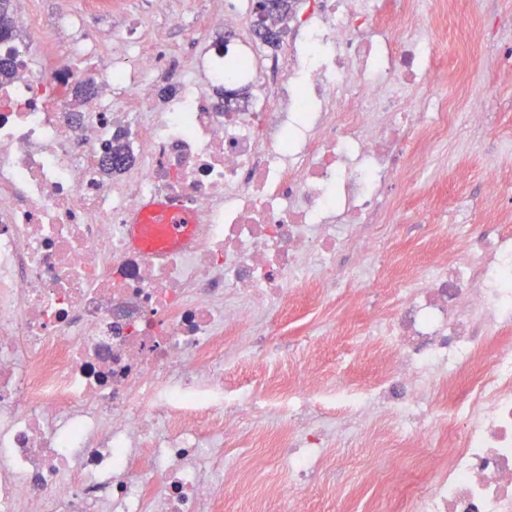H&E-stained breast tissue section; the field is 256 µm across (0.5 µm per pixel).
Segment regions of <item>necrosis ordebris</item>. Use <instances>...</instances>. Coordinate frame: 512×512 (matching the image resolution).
I'll return each mask as SVG.
<instances>
[{"mask_svg": "<svg viewBox=\"0 0 512 512\" xmlns=\"http://www.w3.org/2000/svg\"><path fill=\"white\" fill-rule=\"evenodd\" d=\"M288 19L266 81L258 47L225 48L245 23L232 0L198 11L213 31L162 111L153 88L181 50L152 37L126 0H82L47 22L14 0L39 50L0 43L18 62L0 84V512H217L224 482L250 479L222 443L255 445L243 418L283 432L287 512L336 438L361 433L368 475L401 481L404 436L453 438L421 458L412 512H512L511 133L496 105L437 97L448 0H307ZM124 16L134 66L103 59L87 14ZM512 76V26L457 59ZM252 90L227 104L225 69ZM94 92L76 99V87ZM470 131L488 162L484 193L458 211L449 260L383 280L394 310L364 329L383 375L366 388L324 383L306 365L282 376L271 316L289 298L345 290L361 307L380 243L430 236L447 212L401 209V196L447 178L451 133ZM122 135L132 161L102 165ZM160 200L192 217L190 240L144 214ZM140 213L148 251L129 243ZM266 374L267 391L224 386L228 363Z\"/></svg>", "mask_w": 512, "mask_h": 512, "instance_id": "obj_1", "label": "necrosis or debris"}]
</instances>
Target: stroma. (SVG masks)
I'll return each mask as SVG.
<instances>
[{
  "instance_id": "35a3bbf8",
  "label": "stroma",
  "mask_w": 512,
  "mask_h": 512,
  "mask_svg": "<svg viewBox=\"0 0 512 512\" xmlns=\"http://www.w3.org/2000/svg\"><path fill=\"white\" fill-rule=\"evenodd\" d=\"M133 12L154 28L163 30L165 37L184 51L198 49L208 38L207 33L193 24L178 28H165L167 9L180 6L186 15L203 9L205 0H131ZM480 11L487 22L512 19V0H453L448 13V27L454 36L448 39L444 63H452L465 47L475 46L476 39L457 26L460 18ZM481 156L473 150L456 154L448 169L450 192L439 202L454 208L459 199L473 200L482 194L480 168ZM376 301L374 309L355 307L346 297L326 303L318 297L305 294L290 299L287 307L272 318L287 352L293 353L297 362L314 366L323 382L332 383L347 379L359 386L370 385L380 374L382 364L362 359L356 351L357 333L370 322L375 312L391 307L390 296L379 289H371ZM334 324L333 336L316 335L322 323ZM366 450L359 441L339 439L330 452L332 470L324 483L306 493L307 512H407L405 500L407 486L403 483L375 485L369 483L361 467ZM252 463L255 477L244 486L228 484L224 487V502L220 512H243L251 500L266 501V512H283L279 500L270 498L269 481L280 472V456L271 448L253 451Z\"/></svg>"
}]
</instances>
